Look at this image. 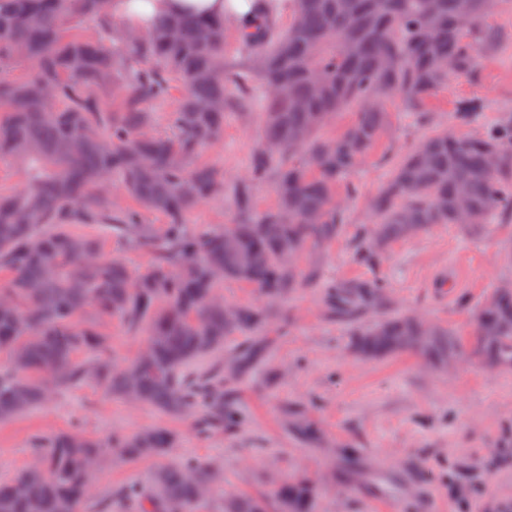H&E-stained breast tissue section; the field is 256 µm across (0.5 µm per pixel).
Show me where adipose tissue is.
I'll list each match as a JSON object with an SVG mask.
<instances>
[{
  "instance_id": "obj_1",
  "label": "adipose tissue",
  "mask_w": 512,
  "mask_h": 512,
  "mask_svg": "<svg viewBox=\"0 0 512 512\" xmlns=\"http://www.w3.org/2000/svg\"><path fill=\"white\" fill-rule=\"evenodd\" d=\"M256 11L255 0H113L111 13L126 26L145 31L167 16L232 18L244 22Z\"/></svg>"
}]
</instances>
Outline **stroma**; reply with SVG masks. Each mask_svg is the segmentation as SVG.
<instances>
[{
	"mask_svg": "<svg viewBox=\"0 0 512 512\" xmlns=\"http://www.w3.org/2000/svg\"><path fill=\"white\" fill-rule=\"evenodd\" d=\"M494 33L480 48L474 75L449 79L424 112L409 111L397 99L384 106L387 128L370 159L350 180L356 196L343 233L307 250L302 267L315 282L286 307L269 310L268 357L246 374L237 371L246 339L228 337L217 354L192 370L220 368L231 380L239 420L235 432L199 433L194 417H172L146 405H129L85 379L55 390L43 404L0 422V481L31 466L30 438L38 432L72 431L104 441L163 426L176 436L172 456L210 463L220 472L225 495L263 493L272 482L305 475L317 481L315 512H377L362 492L372 468L395 472L411 512H427L425 496L442 512H512V373L462 360L433 368L411 356L379 361L350 350V323L333 316L323 291L337 281L380 279L392 311L413 313L470 335L472 311L499 282L512 279L504 258L512 244V219L475 235L447 224L426 236L389 247L380 265L357 262L358 237L375 220L372 203L390 179L394 162L433 129L446 126L473 136L504 115H512V8L483 22ZM476 102L467 122L457 117L462 102ZM263 104L252 98L224 115V135L199 152L200 163L224 172L223 198L198 207L189 227L204 234L230 222L234 190L263 146ZM107 255L136 274L151 269L152 252L130 245L107 227H94ZM82 323L107 337L115 363L133 362L142 336L116 319L84 311ZM306 406L322 429L319 445L307 446L285 417L280 402ZM149 459L105 458L92 478V496L127 486H147Z\"/></svg>",
	"mask_w": 512,
	"mask_h": 512,
	"instance_id": "1",
	"label": "stroma"
}]
</instances>
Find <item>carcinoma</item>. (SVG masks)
<instances>
[{
	"label": "carcinoma",
	"mask_w": 512,
	"mask_h": 512,
	"mask_svg": "<svg viewBox=\"0 0 512 512\" xmlns=\"http://www.w3.org/2000/svg\"><path fill=\"white\" fill-rule=\"evenodd\" d=\"M111 0H0V160L25 174L0 188V352H24L0 371V422L41 404L54 387L82 380L76 354L95 349L98 385L109 395L175 414L203 407L206 430L232 429L234 404L224 375L192 376L187 368L224 348V339L262 331L267 307L305 288L313 273L295 258L343 231L351 176L387 126L383 101L394 96L414 112L455 75L475 72L479 45L490 39L483 17L502 0H289L276 24L274 0H261L236 29L248 72L226 69L222 19H164L146 33L114 23ZM91 20L95 31L79 32ZM255 74L261 87L264 148L234 193L236 218L205 235L187 229L201 204L224 196V172L196 162L200 148L224 131V109L246 103ZM181 90L169 128H151L148 106ZM348 108L355 118L338 136L326 125ZM117 179L139 207L165 217L162 235L132 209L112 207ZM273 179L276 204L252 208L251 189ZM375 221L356 260L380 264L394 242L425 236L445 224L483 234L512 216V116L469 138L431 131L394 167L373 202ZM76 224H109L155 263L135 276L103 253ZM226 280L246 283L262 307L224 303ZM331 313L356 324L385 308L375 279L329 288ZM119 318L147 337L132 364L109 365L90 326L74 324L86 309ZM467 338L414 315L389 313L354 332L363 359L413 354L438 365L475 359L512 372V287H497L477 305ZM261 343L241 350L240 368L263 355ZM310 441L320 430L297 404L283 405ZM37 462L0 482V512H88L92 476L102 449L124 459L156 462L144 494L111 495L105 512H194L214 495L211 470L170 459L175 436L165 427L105 443L68 433L30 439ZM318 490L306 476L270 486L261 498L224 500V512H314Z\"/></svg>",
	"instance_id": "carcinoma-1"
}]
</instances>
